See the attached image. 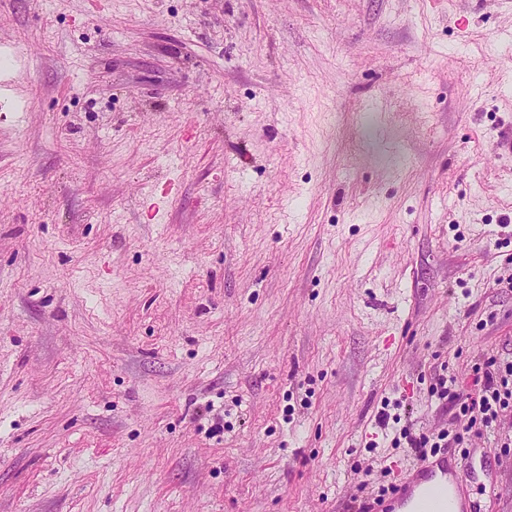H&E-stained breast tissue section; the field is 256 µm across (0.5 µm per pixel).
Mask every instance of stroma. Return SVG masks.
<instances>
[{
  "mask_svg": "<svg viewBox=\"0 0 512 512\" xmlns=\"http://www.w3.org/2000/svg\"><path fill=\"white\" fill-rule=\"evenodd\" d=\"M512 0H0V512H351L466 431L512 512ZM387 421H379L380 411ZM494 366L474 379L475 388L468 393L455 389L454 377L448 379L442 374L437 379L435 393L439 398L450 399L459 405L461 415H470L468 430L477 422L486 429L499 425L503 413L512 408V361L493 359L487 363L488 368Z\"/></svg>",
  "mask_w": 512,
  "mask_h": 512,
  "instance_id": "1",
  "label": "stroma"
}]
</instances>
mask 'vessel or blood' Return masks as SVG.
I'll use <instances>...</instances> for the list:
<instances>
[{"instance_id": "1", "label": "vessel or blood", "mask_w": 512, "mask_h": 512, "mask_svg": "<svg viewBox=\"0 0 512 512\" xmlns=\"http://www.w3.org/2000/svg\"><path fill=\"white\" fill-rule=\"evenodd\" d=\"M475 468L454 448L429 456L403 472L390 496L368 501L365 512H482L469 483Z\"/></svg>"}]
</instances>
